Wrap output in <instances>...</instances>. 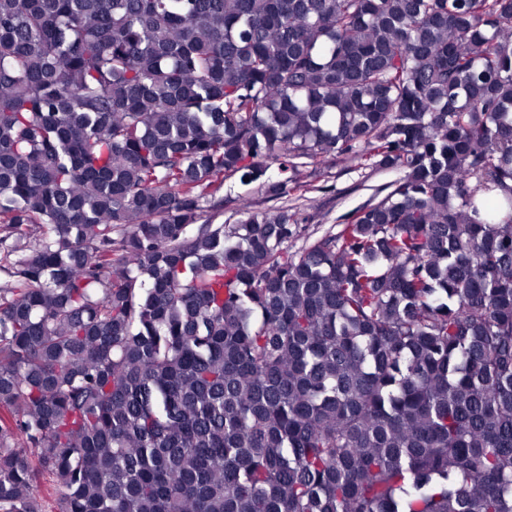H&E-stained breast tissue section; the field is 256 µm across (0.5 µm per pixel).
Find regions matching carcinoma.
I'll return each instance as SVG.
<instances>
[{
  "label": "carcinoma",
  "mask_w": 512,
  "mask_h": 512,
  "mask_svg": "<svg viewBox=\"0 0 512 512\" xmlns=\"http://www.w3.org/2000/svg\"><path fill=\"white\" fill-rule=\"evenodd\" d=\"M503 204L512 0H0V512H512ZM293 176L295 183L290 187L296 188L283 198L268 197L261 191L259 182L243 185L237 177L225 179L213 199L221 201L223 210L214 223L236 224L241 218L238 212L241 197L249 199L254 211L273 213L288 206V213L302 231V236L290 244L294 251L330 227L339 230V224L347 222L352 211L367 203L379 188L398 179L401 173L365 167L347 156L338 159L332 156L317 164L298 167Z\"/></svg>",
  "instance_id": "1"
}]
</instances>
